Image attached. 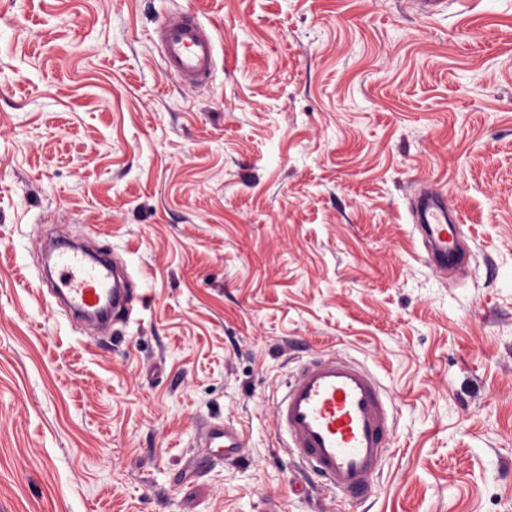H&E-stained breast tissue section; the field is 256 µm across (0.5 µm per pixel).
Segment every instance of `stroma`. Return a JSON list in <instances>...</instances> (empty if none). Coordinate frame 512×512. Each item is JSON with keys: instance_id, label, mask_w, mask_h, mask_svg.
Returning <instances> with one entry per match:
<instances>
[{"instance_id": "1", "label": "stroma", "mask_w": 512, "mask_h": 512, "mask_svg": "<svg viewBox=\"0 0 512 512\" xmlns=\"http://www.w3.org/2000/svg\"><path fill=\"white\" fill-rule=\"evenodd\" d=\"M182 9L199 89L151 41ZM418 179L461 215L448 282ZM56 224L143 302L109 335L40 280ZM313 350L396 405L362 504L276 433ZM214 419L240 459L206 462ZM0 512H512V0H0ZM153 33L162 69L168 78L200 86L211 74L216 61L215 43L196 13H180ZM198 440L204 448H217L213 451L223 456H232L241 452L240 435L226 424L219 422H206L201 424L197 432Z\"/></svg>"}]
</instances>
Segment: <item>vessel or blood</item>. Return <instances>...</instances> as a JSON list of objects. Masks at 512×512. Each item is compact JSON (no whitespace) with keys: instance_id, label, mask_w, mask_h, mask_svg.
<instances>
[{"instance_id":"1","label":"vessel or blood","mask_w":512,"mask_h":512,"mask_svg":"<svg viewBox=\"0 0 512 512\" xmlns=\"http://www.w3.org/2000/svg\"><path fill=\"white\" fill-rule=\"evenodd\" d=\"M153 41L170 79L198 85L214 69V39L194 12L162 23ZM412 217L425 263L442 275L459 268L465 258L458 241L459 218L443 196L420 189ZM55 263L61 275L54 291L66 297L74 314H99L107 296L112 299L113 317L128 312L134 289L109 288L116 263L103 256L89 258L84 250L65 244L58 245ZM276 415L288 451L323 488L352 501L366 496L380 473L396 425L394 404L367 366L334 351L317 352L287 381ZM197 435L204 447L223 455L242 450L239 433L226 424L203 423Z\"/></svg>"}]
</instances>
